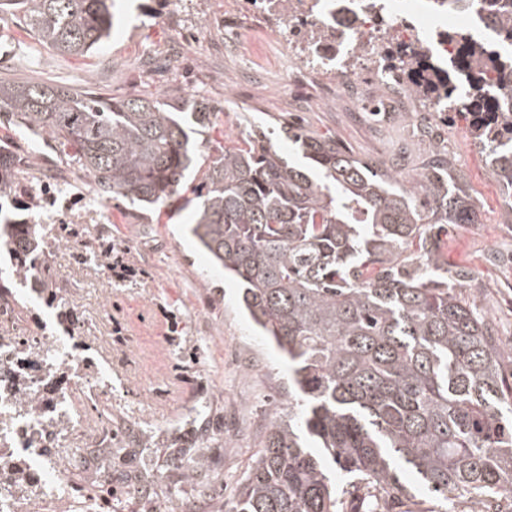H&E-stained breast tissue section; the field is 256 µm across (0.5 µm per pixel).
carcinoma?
Segmentation results:
<instances>
[{
	"instance_id": "carcinoma-1",
	"label": "carcinoma",
	"mask_w": 512,
	"mask_h": 512,
	"mask_svg": "<svg viewBox=\"0 0 512 512\" xmlns=\"http://www.w3.org/2000/svg\"><path fill=\"white\" fill-rule=\"evenodd\" d=\"M512 41V0H484ZM27 29L61 54L85 57L110 37L112 0H17ZM485 51L467 50L474 139L488 148L490 175L512 188V111L499 112L481 89ZM420 53L399 68L412 92L448 97V76L421 81ZM498 98L512 105V54L499 63ZM47 134L92 179L102 198L143 208L178 199L198 145L160 96H104L51 82L0 78V108ZM201 128L213 108L182 101ZM297 145L309 168L292 165L273 139ZM18 172L0 146V199ZM190 232L214 266L242 286L257 329L288 358V412L271 417L262 448L232 500L217 512H344V499L371 488L391 508L410 498L405 474L444 501L463 495L473 512H512V383L504 345L489 320L438 272L433 224H472L465 189L435 165L406 186L301 127L258 128L208 166ZM28 253L12 265L26 282L61 241L41 224L27 230ZM57 281L42 283L47 306L68 309ZM0 300L28 313L13 284ZM347 476L336 490L324 459Z\"/></svg>"
}]
</instances>
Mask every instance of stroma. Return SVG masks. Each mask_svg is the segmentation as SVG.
<instances>
[{
  "label": "stroma",
  "mask_w": 512,
  "mask_h": 512,
  "mask_svg": "<svg viewBox=\"0 0 512 512\" xmlns=\"http://www.w3.org/2000/svg\"><path fill=\"white\" fill-rule=\"evenodd\" d=\"M112 35L92 56H63L39 45L17 15L0 34V77L52 80L119 97L155 94L199 96L217 109L199 135L203 161L188 172L186 190L202 184L217 148L248 140L254 127L301 126L309 135L336 140L346 154L377 169L423 172L429 143L409 134L407 118L375 124L351 100L327 104L315 85L292 87L278 57H265L250 74L210 34L206 12L183 18L202 35V48L178 41L168 25L169 0H116ZM177 43L174 61L152 58L155 46ZM454 141L451 176L470 194L477 221L439 224L440 264L465 273L461 296L487 314L498 336L512 344V224L505 221V189L490 177L489 160L474 140L470 121L435 115ZM0 144L30 166L41 164L42 138L0 123ZM112 221L84 225L98 247L83 262L60 247L62 294L85 329L80 340L99 367L112 369L111 449L81 451L80 479L112 478L114 512H151L175 499L183 512H215L231 500L257 451L276 407L288 403V362L255 336L238 303V288L214 270L188 231L192 208L145 210L113 200ZM124 243L133 275H114L112 245ZM202 452L206 465L185 474L183 454Z\"/></svg>",
  "instance_id": "35a3bbf8"
}]
</instances>
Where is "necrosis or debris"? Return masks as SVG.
Instances as JSON below:
<instances>
[{
  "mask_svg": "<svg viewBox=\"0 0 512 512\" xmlns=\"http://www.w3.org/2000/svg\"><path fill=\"white\" fill-rule=\"evenodd\" d=\"M409 2L400 8L396 0H224V7L269 17L268 46L287 56L289 80L321 73L323 98L357 101L381 122L405 111L409 102L402 72L383 57L387 39L421 50L428 64L443 68L458 66L465 47L475 44L499 54L512 51L501 43L484 6L452 13ZM90 196L89 190H73L58 175L20 177L14 193L0 202V222L14 234V255L27 249L21 233L25 224L52 225L60 236L70 224L111 223L110 213L91 205ZM0 325L13 331L0 341V461L21 462L9 477L0 476V512H26L17 487L30 482L42 487L44 506L50 510L60 498L76 496L80 487L68 467L45 468L48 451L78 441L92 448L111 447L112 426L99 416L112 385L87 375L82 351L66 337L31 329L4 308ZM28 349L36 351L39 366L26 363ZM21 391L37 403L20 412L15 397ZM62 409L69 424L64 431H51L48 424Z\"/></svg>",
  "mask_w": 512,
  "mask_h": 512,
  "instance_id": "obj_1",
  "label": "necrosis or debris"
}]
</instances>
